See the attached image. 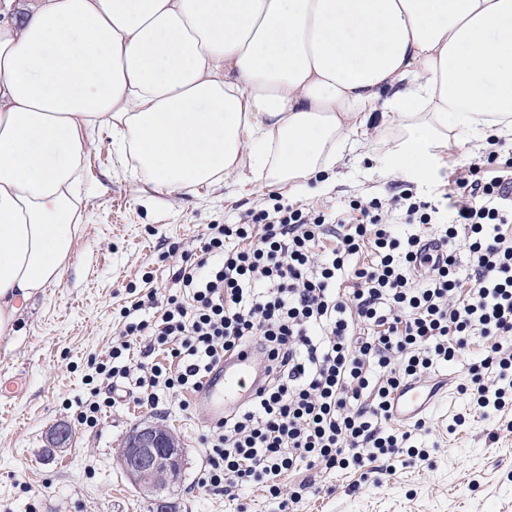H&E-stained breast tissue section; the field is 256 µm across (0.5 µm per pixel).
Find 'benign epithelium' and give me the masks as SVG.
Wrapping results in <instances>:
<instances>
[{
    "instance_id": "benign-epithelium-1",
    "label": "benign epithelium",
    "mask_w": 512,
    "mask_h": 512,
    "mask_svg": "<svg viewBox=\"0 0 512 512\" xmlns=\"http://www.w3.org/2000/svg\"><path fill=\"white\" fill-rule=\"evenodd\" d=\"M69 427L54 428L48 436L50 451L67 446ZM123 469L132 485L143 495L156 501L157 512H176L175 503L162 496L164 488L159 480L180 475L183 468L182 449L176 437L160 424H147L135 428L122 448Z\"/></svg>"
}]
</instances>
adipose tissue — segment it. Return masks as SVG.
Returning <instances> with one entry per match:
<instances>
[{"label": "adipose tissue", "mask_w": 512, "mask_h": 512, "mask_svg": "<svg viewBox=\"0 0 512 512\" xmlns=\"http://www.w3.org/2000/svg\"><path fill=\"white\" fill-rule=\"evenodd\" d=\"M0 1L1 336L73 255L92 131L169 196L512 135V0Z\"/></svg>", "instance_id": "ef3b65f1"}]
</instances>
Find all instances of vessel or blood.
<instances>
[{"label":"vessel or blood","mask_w":512,"mask_h":512,"mask_svg":"<svg viewBox=\"0 0 512 512\" xmlns=\"http://www.w3.org/2000/svg\"><path fill=\"white\" fill-rule=\"evenodd\" d=\"M260 379L252 354L225 357L195 394L203 419L209 422L223 419L225 412L247 400ZM438 393V388L418 381L408 382L395 395L393 414L406 420L413 419L434 401Z\"/></svg>","instance_id":"vessel-or-blood-1"}]
</instances>
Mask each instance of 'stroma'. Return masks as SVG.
Instances as JSON below:
<instances>
[{
  "instance_id": "stroma-1",
  "label": "stroma",
  "mask_w": 512,
  "mask_h": 512,
  "mask_svg": "<svg viewBox=\"0 0 512 512\" xmlns=\"http://www.w3.org/2000/svg\"><path fill=\"white\" fill-rule=\"evenodd\" d=\"M480 154L474 143L450 139L413 191L446 207L460 169ZM344 174V183L324 193L258 182L244 186L235 200L216 189L173 202L118 170L111 138L93 136L72 260L60 283L25 303L15 334L0 337V380L23 378L19 396L0 395V512H155L118 460L127 435L145 421L170 427L184 450L182 477L171 490L178 512H234L240 503L247 512H277L261 486L244 490L235 502L202 487L201 437L208 428L196 418L193 392H163L157 405L141 406L121 380L115 405L104 409L95 427L81 425L79 416L123 324L121 308L154 288L177 290L173 273L181 256L199 251L208 225L238 222L275 191L294 205L336 214L351 201L388 199L402 189L376 158L352 160ZM467 406V395L456 390L425 413L436 444L429 461L377 484L356 472L323 475L321 491L304 494L302 512H512V432L506 429L512 407L489 419L468 417L449 431ZM61 423L73 432L71 445L48 456L45 436Z\"/></svg>"
}]
</instances>
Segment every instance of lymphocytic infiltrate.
Masks as SVG:
<instances>
[{
  "instance_id": "lymphocytic-infiltrate-1",
  "label": "lymphocytic infiltrate",
  "mask_w": 512,
  "mask_h": 512,
  "mask_svg": "<svg viewBox=\"0 0 512 512\" xmlns=\"http://www.w3.org/2000/svg\"><path fill=\"white\" fill-rule=\"evenodd\" d=\"M454 217L427 253L418 235H399L381 199L354 201L347 213L293 206L270 194L264 208L238 223L211 224L199 255L174 277L179 293L149 291L122 310L125 325L100 365L104 399L80 421L92 426L111 406L117 379H133L136 399L157 403L159 390L197 391L225 356L260 350L265 383L251 401L212 423L202 442V485L228 499L262 485L279 512H297L300 491L283 479L360 469L384 461L387 474L428 461L419 444L425 420L396 432L393 394L411 379L455 361L472 336L512 335V157L491 151L457 176ZM336 245L327 250L326 238ZM370 264H352L365 244ZM473 258V288L462 289L458 244ZM348 287H338V280ZM154 309L153 320L136 314ZM143 358L124 364L134 339ZM170 345L177 362L166 374L149 358ZM462 391L470 410L489 418L512 405V348L494 345L469 369Z\"/></svg>"
}]
</instances>
